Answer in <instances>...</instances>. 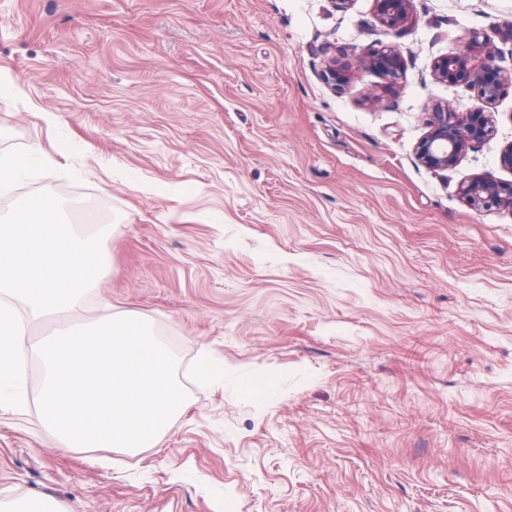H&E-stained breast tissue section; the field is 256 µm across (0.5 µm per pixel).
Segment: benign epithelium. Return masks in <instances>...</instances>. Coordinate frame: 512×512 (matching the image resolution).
I'll return each mask as SVG.
<instances>
[{
    "mask_svg": "<svg viewBox=\"0 0 512 512\" xmlns=\"http://www.w3.org/2000/svg\"><path fill=\"white\" fill-rule=\"evenodd\" d=\"M412 4L413 0H374V15L381 26L396 30L410 20ZM365 65L386 80L388 88L397 85L402 76V56L393 45L371 48L365 55ZM432 72L438 81L465 83L480 102L472 112H455L446 105L432 109L428 130L417 143L415 154L423 166L447 170L456 167L468 149L484 143L491 135L493 113L485 107L499 100L506 87H512V70L498 65L491 36L473 31L467 38L466 51L435 60ZM321 77L334 87L351 82L349 70L336 66L334 59L325 64ZM460 195L475 212L498 210L512 214V180L472 176L461 183Z\"/></svg>",
    "mask_w": 512,
    "mask_h": 512,
    "instance_id": "benign-epithelium-1",
    "label": "benign epithelium"
}]
</instances>
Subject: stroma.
<instances>
[{"mask_svg":"<svg viewBox=\"0 0 512 512\" xmlns=\"http://www.w3.org/2000/svg\"><path fill=\"white\" fill-rule=\"evenodd\" d=\"M512 22V0H0V155L45 162L0 215L49 191L76 232L106 206L112 269L43 336L106 312L147 319L187 408L157 447L63 451L26 360L0 412V499L67 512H512V214L462 180L512 179V89L460 164L416 159L434 105L478 100L437 58ZM402 54L398 86L364 70ZM353 74L335 90L325 59ZM57 115L47 126L42 113ZM224 367L210 385L201 355ZM412 4L413 0H374V15L381 26L396 30L410 20ZM367 69L386 80L387 88H394L402 76V56L396 46L380 45L371 48L365 55ZM1 512H66L62 505L50 498L33 496L21 500L0 499Z\"/></svg>","mask_w":512,"mask_h":512,"instance_id":"obj_1","label":"stroma"}]
</instances>
